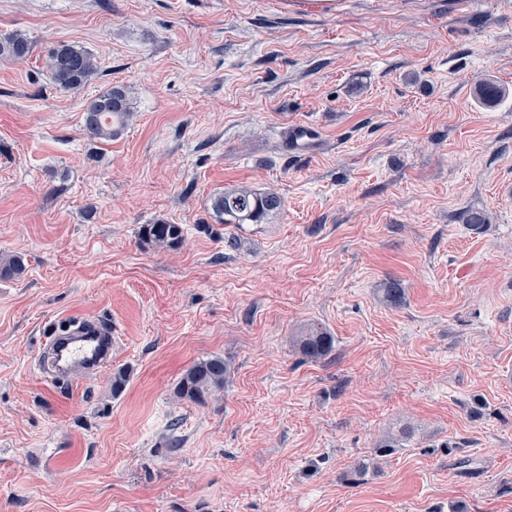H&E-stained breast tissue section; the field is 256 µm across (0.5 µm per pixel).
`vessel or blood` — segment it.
Segmentation results:
<instances>
[{
	"instance_id": "b4317fda",
	"label": "vessel or blood",
	"mask_w": 512,
	"mask_h": 512,
	"mask_svg": "<svg viewBox=\"0 0 512 512\" xmlns=\"http://www.w3.org/2000/svg\"><path fill=\"white\" fill-rule=\"evenodd\" d=\"M316 141L317 129L309 124L294 127L288 133V149L293 153L312 150ZM49 345L56 375L93 371L112 360V328L97 319H72L66 326L52 330Z\"/></svg>"
}]
</instances>
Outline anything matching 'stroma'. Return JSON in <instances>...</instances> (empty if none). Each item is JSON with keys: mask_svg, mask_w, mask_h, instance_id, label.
<instances>
[{"mask_svg": "<svg viewBox=\"0 0 512 512\" xmlns=\"http://www.w3.org/2000/svg\"><path fill=\"white\" fill-rule=\"evenodd\" d=\"M15 31L0 512H512V0H0ZM62 44L94 55L84 87L49 81ZM117 84L133 119L91 142ZM240 183L282 210L229 231L211 199ZM159 219L179 248L140 246ZM73 314L111 325L112 364L52 382L43 329ZM212 356L223 390L179 398ZM33 43L21 32L0 35V59L18 61L28 57ZM123 86L115 85L90 99L82 113V127L90 141H111L119 137L135 112ZM317 134V128L309 124L292 128L288 133V151L305 153L312 150L318 141ZM298 345L301 352L309 359H318L332 348L333 337L318 328L311 329L300 336Z\"/></svg>", "mask_w": 512, "mask_h": 512, "instance_id": "1", "label": "stroma"}]
</instances>
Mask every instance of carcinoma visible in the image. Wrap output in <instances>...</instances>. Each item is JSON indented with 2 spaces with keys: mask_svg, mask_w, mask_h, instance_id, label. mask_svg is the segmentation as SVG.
Returning <instances> with one entry per match:
<instances>
[{
  "mask_svg": "<svg viewBox=\"0 0 512 512\" xmlns=\"http://www.w3.org/2000/svg\"><path fill=\"white\" fill-rule=\"evenodd\" d=\"M32 50V41L21 32L0 35V59L22 60ZM96 70L93 55L80 46L62 45L53 49L49 55V78L64 90L84 86ZM133 112L134 107L127 90L115 85L87 102L82 113L83 131L91 141H110L124 132ZM281 208L282 199L276 192L270 189L259 190L250 185L226 187L211 200V209L220 224H259ZM184 239L182 225L163 220L146 224L141 231L142 243L159 249L178 248ZM25 271L26 267L19 257L0 260L1 281L17 280ZM298 345L307 358L318 359L331 350L333 337L314 328L299 337ZM226 374L227 365L223 358L213 356L201 360L184 373L178 395L195 403H203L208 396L224 389Z\"/></svg>",
  "mask_w": 512,
  "mask_h": 512,
  "instance_id": "obj_1",
  "label": "carcinoma"
}]
</instances>
